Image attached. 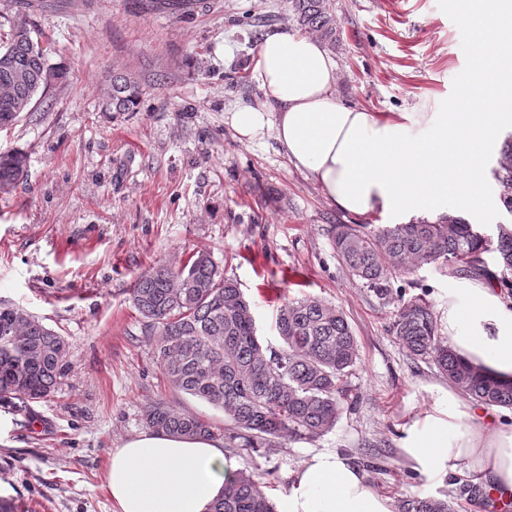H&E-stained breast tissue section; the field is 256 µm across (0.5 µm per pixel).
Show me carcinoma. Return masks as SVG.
I'll return each mask as SVG.
<instances>
[{
  "mask_svg": "<svg viewBox=\"0 0 512 512\" xmlns=\"http://www.w3.org/2000/svg\"><path fill=\"white\" fill-rule=\"evenodd\" d=\"M297 25L314 31L330 46L339 32L330 0H289ZM9 31L0 37V82L14 69L28 68L34 81L15 97L0 99V129L12 126L43 90L40 75L48 64L44 44L32 36L23 0H13ZM140 103L138 84L117 76L112 110L133 112ZM25 152L0 153V189L22 183L28 173ZM494 177L512 210V142L505 143ZM333 246L348 273L378 298L391 293L390 279L435 265L454 277H490L499 270L512 287V230L496 227L492 237L460 215L436 223L333 226ZM132 303L145 322L169 384L224 411V447L237 451L272 448L288 439H312L332 430L350 401L347 377L359 360L357 336L344 311L315 297L283 304L275 319L282 346L257 335L250 302L236 281L219 270L209 251L200 249L182 269L154 267L132 289ZM390 332L413 360L434 366L465 397L512 408V382L486 376L466 363L439 332L432 304L422 297L403 300ZM64 337L26 311L0 303V398L23 406L50 397L67 367ZM156 432L216 436L200 415L183 413L159 401L144 410ZM396 512H455L454 502L432 496H402ZM210 512H274L273 503L252 475L239 472L224 485Z\"/></svg>",
  "mask_w": 512,
  "mask_h": 512,
  "instance_id": "1",
  "label": "carcinoma"
}]
</instances>
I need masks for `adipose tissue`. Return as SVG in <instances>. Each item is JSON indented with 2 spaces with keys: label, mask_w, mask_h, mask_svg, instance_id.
<instances>
[{
  "label": "adipose tissue",
  "mask_w": 512,
  "mask_h": 512,
  "mask_svg": "<svg viewBox=\"0 0 512 512\" xmlns=\"http://www.w3.org/2000/svg\"><path fill=\"white\" fill-rule=\"evenodd\" d=\"M501 0H467L464 16L478 42L494 44L501 65L475 62L472 85L486 105L451 103L444 112H369L336 100V61L311 34L271 31L252 72L266 106L240 105L225 121L240 140L270 137L306 178L344 212L423 215L455 200L480 218L485 199L482 155L512 102V17ZM428 134L414 138L411 125ZM442 334L460 357L512 381V289L487 278L453 279L441 298ZM409 468L451 479L469 468L474 484L512 499V409L489 408L440 386L429 410L401 428ZM220 439L149 431L113 449L103 475L116 512H209L236 472ZM279 512H394V502L365 472L330 451L292 473Z\"/></svg>",
  "instance_id": "adipose-tissue-1"
}]
</instances>
